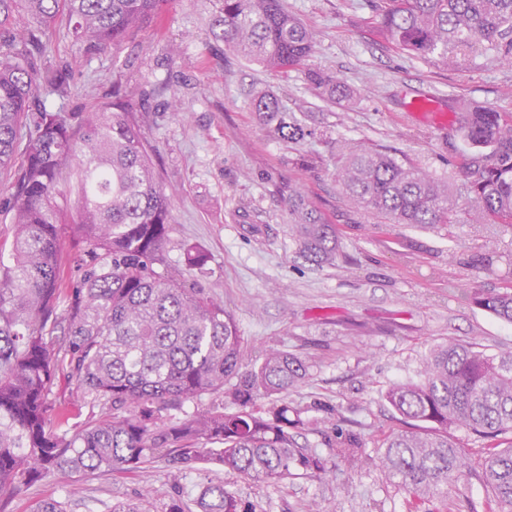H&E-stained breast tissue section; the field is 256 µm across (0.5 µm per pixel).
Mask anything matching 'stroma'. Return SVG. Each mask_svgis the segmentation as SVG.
<instances>
[{"mask_svg":"<svg viewBox=\"0 0 512 512\" xmlns=\"http://www.w3.org/2000/svg\"><path fill=\"white\" fill-rule=\"evenodd\" d=\"M375 3L285 0L315 35L310 67L351 89L345 106L317 95L303 71L267 69L214 38L208 23L221 0H167L157 25L92 55L76 51L62 19L49 54L70 66L66 111H94L113 82L123 85L171 201L170 267L184 270L187 252L206 253L201 284L233 313L250 359L278 348L307 364L288 404L303 409L308 422L298 443L326 456L348 436L367 454L380 451L402 427L383 394L416 377L432 346L452 340L490 354L512 352V324L475 302L512 289V231L483 223L463 196L457 223H385L351 209L334 165L341 148L361 142L457 192L464 141L412 118L406 104L422 94L449 114L460 101L512 112V66L486 51L444 65L395 48L374 30ZM257 92L274 94L289 111L305 108V123L318 136L293 145L261 126L251 106ZM288 180L335 226L342 242L335 264L300 256L278 192ZM52 396L66 408L71 430L109 415L85 403L63 376ZM212 479L259 512H408L405 492L373 465L352 470L340 463L318 478L275 484L224 470L187 477L162 462L141 472L51 477L13 494L7 512H29L48 497L67 512H111L121 503L162 512L174 492L195 497Z\"/></svg>","mask_w":512,"mask_h":512,"instance_id":"1","label":"stroma"}]
</instances>
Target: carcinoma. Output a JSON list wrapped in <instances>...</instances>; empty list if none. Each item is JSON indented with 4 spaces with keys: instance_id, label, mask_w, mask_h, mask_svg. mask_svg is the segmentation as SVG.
<instances>
[{
    "instance_id": "carcinoma-1",
    "label": "carcinoma",
    "mask_w": 512,
    "mask_h": 512,
    "mask_svg": "<svg viewBox=\"0 0 512 512\" xmlns=\"http://www.w3.org/2000/svg\"><path fill=\"white\" fill-rule=\"evenodd\" d=\"M167 0H0V174L22 165L11 185L13 236L0 248V496L49 475L135 471L167 460L179 472L224 469L281 482L320 476L328 460L303 448L296 433L302 411L284 395L308 366L272 349L241 372L247 351L234 317L196 276L209 258L187 253L197 275L172 271L166 256L171 203L154 175L151 150L121 85L99 109L78 118L50 97L71 93L70 69L47 61L56 20L64 16L77 49L92 54L155 23ZM210 20L214 36L271 69H303L307 81L340 103L350 89L307 67L315 40L283 0H222ZM380 33L396 47L443 63L476 45L512 63V0H380ZM257 119L284 140L315 134L288 120L279 99H252ZM458 137L469 144L460 170L472 206L489 224L512 229V112L456 109ZM76 165V199L63 185ZM336 178L358 211L392 224H454L457 203L448 185L388 152L353 143L336 160ZM288 230L309 261L332 264L340 252L333 225L288 182L278 186ZM81 246L79 285L62 294V241ZM476 303L512 324V292ZM67 372L87 402L112 419L76 433L52 402L56 376ZM206 396L224 403L188 412ZM385 399L407 424L371 457L348 437L332 456L352 467L373 463L409 495L412 512L470 477L489 489L484 512H512V445L468 458L454 432L482 438L512 433V354L491 355L474 344L431 348L416 379L397 382ZM256 512L221 483L194 499L177 493L164 512Z\"/></svg>"
}]
</instances>
